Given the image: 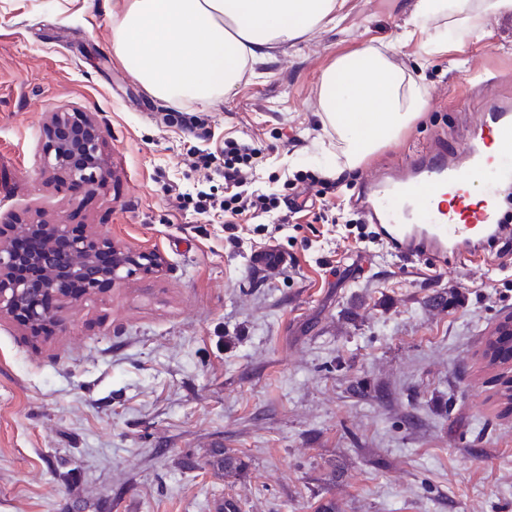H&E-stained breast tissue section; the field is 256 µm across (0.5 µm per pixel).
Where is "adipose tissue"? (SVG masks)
Instances as JSON below:
<instances>
[{
  "instance_id": "ef3b65f1",
  "label": "adipose tissue",
  "mask_w": 512,
  "mask_h": 512,
  "mask_svg": "<svg viewBox=\"0 0 512 512\" xmlns=\"http://www.w3.org/2000/svg\"><path fill=\"white\" fill-rule=\"evenodd\" d=\"M346 0H112V52L151 95L209 104L230 94L247 66L276 46L335 23ZM512 13V0H415L406 39L444 48L449 30L471 35ZM320 118L341 144L347 167L395 140L427 107L424 88L367 45L321 74Z\"/></svg>"
}]
</instances>
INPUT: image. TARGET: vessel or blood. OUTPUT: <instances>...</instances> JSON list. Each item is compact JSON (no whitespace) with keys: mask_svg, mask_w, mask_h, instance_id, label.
<instances>
[{"mask_svg":"<svg viewBox=\"0 0 512 512\" xmlns=\"http://www.w3.org/2000/svg\"><path fill=\"white\" fill-rule=\"evenodd\" d=\"M491 136L500 147L495 157L480 148L481 140ZM479 178L484 181L481 205L433 204L440 187H448L460 198L469 182ZM501 178H512V113L488 111L457 157L420 150L401 161L391 177L368 174L366 210L380 239L395 255L439 265L450 258L482 263L512 231L495 201V182Z\"/></svg>","mask_w":512,"mask_h":512,"instance_id":"1","label":"vessel or blood"}]
</instances>
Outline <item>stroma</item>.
<instances>
[{
	"mask_svg": "<svg viewBox=\"0 0 512 512\" xmlns=\"http://www.w3.org/2000/svg\"><path fill=\"white\" fill-rule=\"evenodd\" d=\"M413 0H347L336 24L275 47L214 105L150 96L112 56L101 0H0V224L44 218L156 251L158 271L55 305L33 339L0 319V512H512V413L482 353L512 315V242L484 264L431 268L361 241L365 174L412 146L453 149L478 112L512 105V14L399 43ZM390 46L425 112L353 169L317 87L337 57ZM95 113L107 175L56 181L44 125ZM205 121L189 134L175 115ZM257 151L247 191L279 211L326 181L310 215L196 214L224 179L196 166ZM277 246L287 265L259 252ZM449 304L433 308L430 296ZM244 462L214 470L215 452Z\"/></svg>",
	"mask_w": 512,
	"mask_h": 512,
	"instance_id": "1",
	"label": "stroma"
}]
</instances>
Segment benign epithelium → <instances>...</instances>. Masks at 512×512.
<instances>
[{
    "instance_id": "7a95c632",
    "label": "benign epithelium",
    "mask_w": 512,
    "mask_h": 512,
    "mask_svg": "<svg viewBox=\"0 0 512 512\" xmlns=\"http://www.w3.org/2000/svg\"><path fill=\"white\" fill-rule=\"evenodd\" d=\"M102 129L97 118L87 112H54L49 116V145L46 165L56 174L73 180L92 182L105 177L99 155ZM35 233L44 237L50 248L20 255L15 252L9 234ZM112 254V263L100 268L96 257ZM161 266L154 251L132 250L113 244L99 235L78 236L70 225H0V314L16 313L34 333L52 316L43 298L54 293L56 283L78 276L87 281V289L96 288V279L121 282L134 275L151 273Z\"/></svg>"
}]
</instances>
